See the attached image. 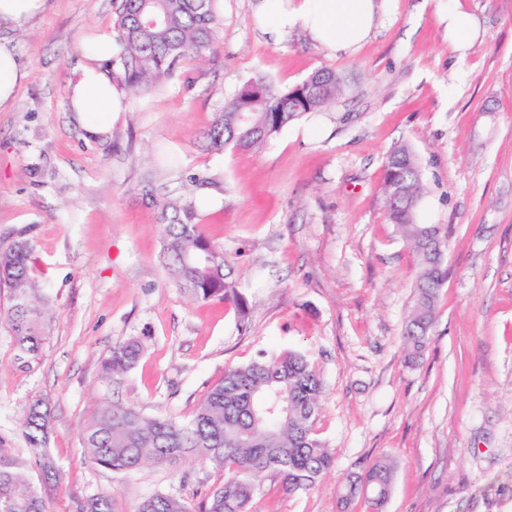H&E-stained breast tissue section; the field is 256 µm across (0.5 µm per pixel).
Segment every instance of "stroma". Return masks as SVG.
Masks as SVG:
<instances>
[{
    "mask_svg": "<svg viewBox=\"0 0 512 512\" xmlns=\"http://www.w3.org/2000/svg\"><path fill=\"white\" fill-rule=\"evenodd\" d=\"M460 3L480 26L462 59L448 0H392L350 55L301 30L272 39L253 0H220L214 49L151 90L122 88L111 135L94 140L67 88L83 37L112 27V0H48L11 32L29 76L0 112V248L30 240L53 320L30 370L0 331V453L24 455L20 419L44 399L61 470L49 483L31 476L45 512H79L102 492L113 512L157 493L198 512L223 470L102 468L81 442L93 407L181 420L226 369L288 350L323 379L315 430L334 466L291 495L266 474L255 512H338L345 481L384 455L396 463L384 512H512V0ZM322 67L346 79L335 103L262 150L204 149L201 132L246 82L263 75L284 89ZM400 144L422 172L416 223L448 229V280L413 362L402 332L419 266L381 193ZM166 196L192 203L232 261L247 329L232 305L170 280L156 205ZM130 338L144 347L136 367L102 379L101 360Z\"/></svg>",
    "mask_w": 512,
    "mask_h": 512,
    "instance_id": "stroma-1",
    "label": "stroma"
}]
</instances>
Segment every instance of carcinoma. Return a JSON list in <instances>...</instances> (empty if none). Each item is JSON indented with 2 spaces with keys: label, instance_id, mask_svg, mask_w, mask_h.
Here are the masks:
<instances>
[{
  "label": "carcinoma",
  "instance_id": "obj_1",
  "mask_svg": "<svg viewBox=\"0 0 512 512\" xmlns=\"http://www.w3.org/2000/svg\"><path fill=\"white\" fill-rule=\"evenodd\" d=\"M213 0H157L163 22L149 26L141 20V0H113L118 53L106 64L113 81L129 88L151 86L171 74L179 62L213 48L219 19ZM323 77V90H308L303 102L259 76L243 86L261 93V102L243 126L235 119L239 94L224 102L204 132L206 148L247 150L277 135L306 112L319 110L342 94L336 70L315 71ZM404 183L406 193L395 194ZM385 201L390 221L410 244L419 265L417 296L403 330L410 358L423 354L434 323L438 293L448 279L445 260L426 251L423 233L438 232L441 250L447 248V230L434 224H417L414 213L423 191L422 174L414 154L405 145L387 155L384 174ZM161 223V257L172 282L200 300L220 299L233 304L240 324L248 318V304L239 291L230 260L195 222L190 205L176 200L158 203ZM33 248L26 239L0 251V283L10 290V303L0 311V327L11 338L14 361L30 369L41 358L51 322L48 300L32 276ZM143 346L129 339L112 346L100 364L103 377L117 380L139 361ZM322 382L306 356L287 351L263 356L225 371L196 405L190 418L147 417L130 405L102 403L94 407L82 432V443L92 461L115 471H133L144 465L179 469L206 461L224 469V481L215 486L199 512H252L263 477L274 473L287 494L312 489L331 469L333 459L317 437L315 422L320 408ZM50 412L46 403L32 400L20 423L28 457L17 459L0 453V512H44L38 489L30 478L36 468L46 479L59 469L49 452ZM395 463L384 455L367 466L341 492L342 508L363 497L373 512H382L390 495ZM81 512H113L112 495L88 498ZM138 512H191L171 494L147 497Z\"/></svg>",
  "mask_w": 512,
  "mask_h": 512
}]
</instances>
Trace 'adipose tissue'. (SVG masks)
<instances>
[{"mask_svg": "<svg viewBox=\"0 0 512 512\" xmlns=\"http://www.w3.org/2000/svg\"><path fill=\"white\" fill-rule=\"evenodd\" d=\"M387 0H256L254 8L267 32L279 35L293 29L308 32L336 54L355 52L371 35ZM47 0H0V109L8 107L26 73L19 63L9 31L20 29L42 15ZM448 35L459 55L474 47L478 21L458 0H448ZM113 35L106 28L83 43L82 61L68 85L71 112L91 137L107 135L112 115L122 99L104 63L112 56Z\"/></svg>", "mask_w": 512, "mask_h": 512, "instance_id": "obj_1", "label": "adipose tissue"}]
</instances>
